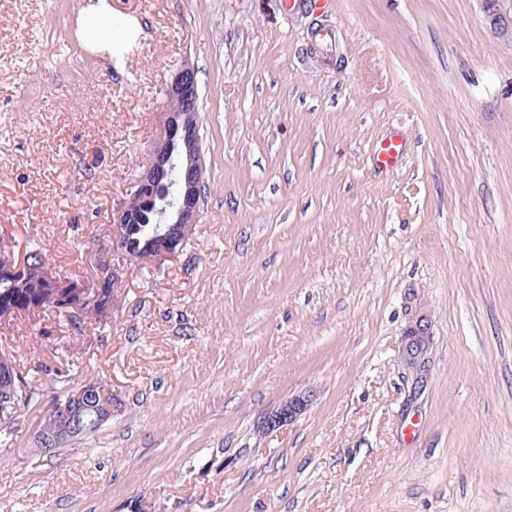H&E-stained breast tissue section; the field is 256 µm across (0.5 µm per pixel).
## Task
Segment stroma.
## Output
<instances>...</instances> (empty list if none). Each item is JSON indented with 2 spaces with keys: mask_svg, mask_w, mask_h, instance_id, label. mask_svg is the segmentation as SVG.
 Here are the masks:
<instances>
[{
  "mask_svg": "<svg viewBox=\"0 0 512 512\" xmlns=\"http://www.w3.org/2000/svg\"><path fill=\"white\" fill-rule=\"evenodd\" d=\"M80 3L0 0V238L91 277L186 62L206 190L110 319L0 325L33 391L0 512H512V0H109L108 54ZM91 377L111 420L42 451ZM403 156V141L396 136H390L376 145L373 161L377 168L390 172L399 168ZM417 320L404 336L402 355L408 365L415 368L419 375L424 371V355L428 345V322ZM310 396L300 394L288 398L275 411L264 417L262 427L267 430H274L283 425L296 421L308 408Z\"/></svg>",
  "mask_w": 512,
  "mask_h": 512,
  "instance_id": "stroma-1",
  "label": "stroma"
}]
</instances>
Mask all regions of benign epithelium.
Returning <instances> with one entry per match:
<instances>
[{
	"mask_svg": "<svg viewBox=\"0 0 512 512\" xmlns=\"http://www.w3.org/2000/svg\"><path fill=\"white\" fill-rule=\"evenodd\" d=\"M166 110L162 113L163 129L158 140L153 143L150 157L135 183V189L113 218L112 239L102 245L94 254V265L99 275H110L118 280L123 270L109 265L111 253L125 250V224L139 223L140 211L145 207H155V189L168 184L171 170L180 168V177L172 199L169 217L165 224H182L184 232H194L199 223L200 201L205 185L202 143L197 117V86L195 69L185 63L172 77L165 89ZM183 249V241L169 233L157 230L153 247L140 262L152 263L177 256ZM0 269L15 274L25 269L22 260L15 259L13 252L0 251ZM428 345V324L421 321L409 329L404 336L402 355L408 365L417 372L424 371V355ZM96 393L86 385L74 392V401L63 405L49 419H44L37 434L45 446H55L58 440L71 428L72 420L79 414L92 412L94 421L104 425L112 418V406H90L86 397ZM309 396L300 394L289 398L275 411L264 417L262 427L274 430L296 421L308 408ZM17 394L14 382L0 387V417L8 418L17 409Z\"/></svg>",
	"mask_w": 512,
	"mask_h": 512,
	"instance_id": "1",
	"label": "benign epithelium"
}]
</instances>
